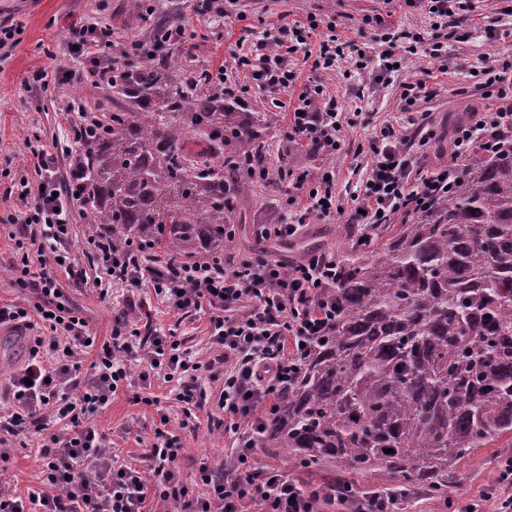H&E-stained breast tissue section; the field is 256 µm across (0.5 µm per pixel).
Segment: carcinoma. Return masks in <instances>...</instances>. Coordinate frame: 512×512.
Listing matches in <instances>:
<instances>
[{"instance_id": "obj_1", "label": "carcinoma", "mask_w": 512, "mask_h": 512, "mask_svg": "<svg viewBox=\"0 0 512 512\" xmlns=\"http://www.w3.org/2000/svg\"><path fill=\"white\" fill-rule=\"evenodd\" d=\"M128 7L144 31L127 44L102 34L110 67L89 72L112 104L107 128L82 131L90 228L119 250L218 253L253 175L285 180L299 143L271 164L261 113L225 102L224 73L196 63L181 14ZM198 138L202 158L184 148ZM325 302L333 319L273 394L259 443L303 468L448 495L475 451L512 434V150L463 163L448 197L341 263Z\"/></svg>"}]
</instances>
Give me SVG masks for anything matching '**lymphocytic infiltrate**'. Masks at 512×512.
Wrapping results in <instances>:
<instances>
[{
  "instance_id": "1",
  "label": "lymphocytic infiltrate",
  "mask_w": 512,
  "mask_h": 512,
  "mask_svg": "<svg viewBox=\"0 0 512 512\" xmlns=\"http://www.w3.org/2000/svg\"><path fill=\"white\" fill-rule=\"evenodd\" d=\"M406 2L436 18V28L426 34L383 25L380 40L389 44V51L375 59L355 56L356 69L371 71L382 80L391 77L404 63L393 48L405 40L410 53H423L426 60L438 62L440 72H447L448 8L453 5L470 13L475 0ZM318 28L314 20L305 26L281 25L277 37L239 45L232 59L236 68L249 72L258 88L297 89L290 120L295 138L333 155L343 148L339 103L325 94L322 84L298 85V75L290 66L299 54L310 61L311 73L335 70L344 48L332 33L318 50H310L308 42ZM483 73L496 103L479 118L455 124L451 165L422 172L418 149L425 146V139L405 130H383L370 146L372 160L357 196L358 210L351 215L354 223L372 232L396 213L426 210L456 184L459 161L512 148V60L489 58ZM32 156L37 180H20L18 196L26 207L22 224L36 227L37 249L35 256H27V242L17 240L18 249L24 252L17 280L39 296L36 311L44 332L33 337L25 366L12 376L13 404L0 412V463L9 461L14 437L42 436L39 458L44 481L24 499L8 495L0 485V512H145L150 497L171 512H326L347 503L353 512H403L406 497L401 493L382 491L351 501L335 489L304 490L278 471L254 465L257 412L269 407L271 396L292 371L288 341L319 335L328 325L326 312L317 310L315 301L320 288L336 282L339 262L335 254L317 251L289 267L265 258L229 266L220 255L204 260L157 255L148 262L140 249L117 253L111 239L88 236L86 250L109 281L136 287L147 281L173 310L208 313L214 347L209 364L223 368L224 387L217 398H209L197 383L198 364L181 352L176 339L143 336L135 340L121 329L113 330L111 338L100 344L91 364L93 375L88 378L83 373L86 323L69 307L60 306V285L55 273L46 268L48 258L53 257L59 259V269L67 276L75 274L64 246L70 239L73 210L87 209L89 203L79 191V155L65 145L58 155L36 149ZM60 156L69 161L61 187L55 184V162ZM287 193L293 199L305 195L310 214L325 217L337 209L334 180L327 174L310 185L302 179L289 183ZM129 357L177 381L181 402L198 408L211 402L222 411L215 425L233 441L234 448L223 471L199 466V479L210 489L207 496H192L178 476L177 435L156 430L146 455L148 464L142 468L120 459L106 437L89 424L90 414L107 405L118 387L129 383L125 363ZM56 421L63 422V429L50 432ZM457 512H512V453L502 457L482 498L461 503Z\"/></svg>"
}]
</instances>
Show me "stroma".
<instances>
[{"mask_svg":"<svg viewBox=\"0 0 512 512\" xmlns=\"http://www.w3.org/2000/svg\"><path fill=\"white\" fill-rule=\"evenodd\" d=\"M187 31L197 36L195 55L199 63L212 67L225 66L231 84L239 86L237 109L261 112L266 117L263 138L270 150H277L289 132V113L297 103L295 94L261 91L250 87L248 71L235 68L231 53L239 41L262 36L283 23L308 22L332 24L341 40L373 50L379 33L377 18L395 27L424 28L422 14L408 7L404 0H234L222 5L221 0H177ZM512 0H480L475 12L452 16L448 28L456 34L448 42V71L428 81L434 95L419 102L416 110L426 113L425 130L429 142L420 153L419 166L430 172L448 165L452 128L459 118H472L474 113L491 108L494 98L484 96L474 70L480 69L485 57L512 55V36H504L500 19ZM227 18H220V10ZM0 23L21 24L19 41L0 45V307L33 308L37 296L31 289L20 287L13 267L17 262L14 237L21 229L17 218L22 210L16 188L22 176L32 173L33 158L29 140H37L47 153L56 152L68 142L70 131L58 115L70 101L80 100L92 108H100L98 89L84 81L85 70L67 47L71 26H108L119 35L131 37L138 33L137 22L128 20L126 0H0ZM422 60L406 55L400 72L387 81H375L369 73L355 70L351 59L338 61L330 74L322 76L328 94L336 97L343 112L341 136L344 148L329 155L309 146H300L285 159L291 177L315 178L325 171L335 174L338 212L327 218L310 217L305 233L295 247L271 243L268 259L297 262L308 253L330 251L344 260L353 254L352 247L362 234L360 225L350 220L351 198L360 192L371 162L366 149L379 135L382 127L407 128L411 114L400 111L399 95L402 81L421 78ZM63 70L69 77L63 84L41 88L36 80L41 70ZM296 205L288 204L283 185H276L247 194L242 202L244 223L235 225V236L224 257L237 263L248 255L246 245L257 225L277 224L293 216ZM89 218L74 213L68 248L75 267L85 272L84 279L75 280L59 273L63 302L73 308L86 322L89 334L99 340L109 339L113 328L126 327L130 318L145 312L154 333L174 335L187 349L193 361L204 363L212 356L210 324L202 312L183 315L171 310L156 297L152 288L109 286L100 292L94 285L97 272L84 254L89 235ZM130 385L121 387L111 401L92 418L94 426L111 441L121 459H140L154 440V431L161 417H168L171 428L177 429L182 446L179 463L181 476L195 495L207 488L198 482L200 464L214 468L224 465L231 443L221 432L205 426L207 413L187 410L176 397V382L164 381L162 374L151 375L141 382L145 366L129 360ZM15 451L7 464L9 493L24 497L40 486L42 469L35 437L14 439ZM512 451V438L505 436L490 447L476 452L465 466V477L451 499L469 500L479 497L496 475L500 456Z\"/></svg>","mask_w":512,"mask_h":512,"instance_id":"1","label":"stroma"}]
</instances>
